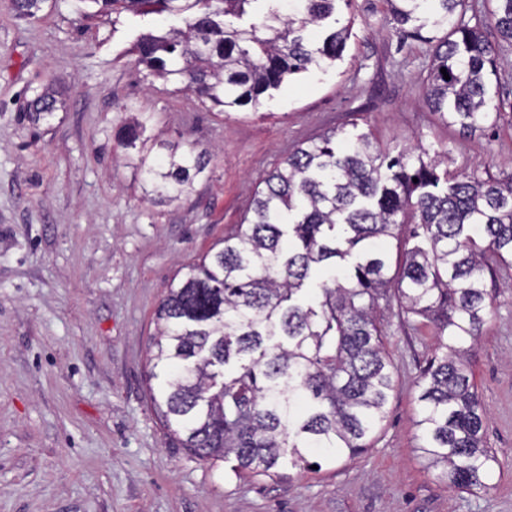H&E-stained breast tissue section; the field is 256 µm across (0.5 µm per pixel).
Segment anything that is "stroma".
<instances>
[{
  "label": "stroma",
  "mask_w": 512,
  "mask_h": 512,
  "mask_svg": "<svg viewBox=\"0 0 512 512\" xmlns=\"http://www.w3.org/2000/svg\"><path fill=\"white\" fill-rule=\"evenodd\" d=\"M336 16L350 25L341 60L222 114L135 67V39L168 20L82 21L76 0H44L27 19L0 0V512H512V266L471 356L497 456L488 492L448 488L416 453L420 368L436 338L395 305L379 320L397 385L355 459L239 473L175 447L150 402L161 298L299 145L338 129L393 155L447 149L454 175L512 176V122L443 124L423 102L428 47L396 33L388 0H338ZM50 81L65 107L32 125L25 105ZM142 112L148 136L212 155L169 204L144 199L117 142Z\"/></svg>",
  "instance_id": "stroma-1"
}]
</instances>
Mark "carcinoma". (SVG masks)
<instances>
[{
    "label": "carcinoma",
    "mask_w": 512,
    "mask_h": 512,
    "mask_svg": "<svg viewBox=\"0 0 512 512\" xmlns=\"http://www.w3.org/2000/svg\"><path fill=\"white\" fill-rule=\"evenodd\" d=\"M45 0H10L33 18ZM86 17L173 16L183 26L140 35L136 66L220 107L258 108L286 79L341 59L349 26L338 0H77ZM406 37L433 44L425 102L464 132L502 120L496 31L512 45V0H390ZM443 36H437V33ZM446 73H441V69ZM449 79H444V75ZM64 106L51 82L25 117L47 123ZM147 118L122 126L120 145L156 196L178 198L205 174L210 153L193 143L148 161ZM337 130L297 147L264 179L250 211L156 309L150 399L169 436L203 461L223 459L269 478L310 466L308 457L352 459L371 447L396 386L377 311L390 292L414 329L432 328L437 352L421 372L418 455L448 487L490 488L496 453L485 445L482 407L466 343L481 335L494 296L486 277L512 261V177L439 172L448 151L419 145L390 159L368 136L346 148ZM418 182H413V179ZM428 247L385 241L402 227Z\"/></svg>",
    "instance_id": "cac0c4a2"
}]
</instances>
